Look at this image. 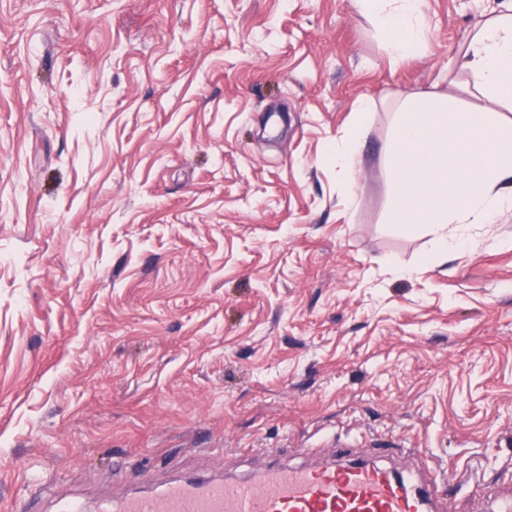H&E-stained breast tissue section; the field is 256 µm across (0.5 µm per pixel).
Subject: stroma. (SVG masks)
Here are the masks:
<instances>
[{"mask_svg": "<svg viewBox=\"0 0 512 512\" xmlns=\"http://www.w3.org/2000/svg\"><path fill=\"white\" fill-rule=\"evenodd\" d=\"M421 8L395 64L353 0H0V512L307 446L512 495V213L424 267L383 163L402 97L487 107L452 60L512 0ZM366 116L364 110L358 113V119L349 126L341 145L336 146V150L333 152L332 160L336 163V167L345 173H353L360 163L357 147L360 140L365 136Z\"/></svg>", "mask_w": 512, "mask_h": 512, "instance_id": "35a3bbf8", "label": "stroma"}]
</instances>
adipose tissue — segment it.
I'll return each instance as SVG.
<instances>
[{
  "mask_svg": "<svg viewBox=\"0 0 512 512\" xmlns=\"http://www.w3.org/2000/svg\"><path fill=\"white\" fill-rule=\"evenodd\" d=\"M382 33V46L399 63L424 52L429 28L420 0H355ZM457 65L467 70L490 106L459 110L434 94L406 97L398 110L386 163L397 201L393 224L440 228L427 267L441 265L467 244L446 234L450 224H493L512 211V122L500 111L512 105V13L479 19Z\"/></svg>",
  "mask_w": 512,
  "mask_h": 512,
  "instance_id": "obj_1",
  "label": "adipose tissue"
}]
</instances>
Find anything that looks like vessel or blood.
I'll return each instance as SVG.
<instances>
[{
	"label": "vessel or blood",
	"mask_w": 512,
	"mask_h": 512,
	"mask_svg": "<svg viewBox=\"0 0 512 512\" xmlns=\"http://www.w3.org/2000/svg\"><path fill=\"white\" fill-rule=\"evenodd\" d=\"M340 448L314 467L270 464L257 477L163 479L146 489L102 498L97 512H448L447 500L429 496L423 475L397 477L389 468L353 461ZM41 512H85L76 495L39 491Z\"/></svg>",
	"instance_id": "b4317fda"
}]
</instances>
